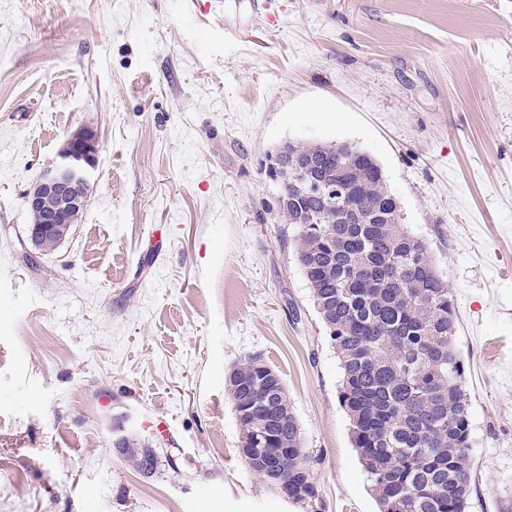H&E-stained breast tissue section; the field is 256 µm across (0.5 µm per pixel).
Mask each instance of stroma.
I'll use <instances>...</instances> for the list:
<instances>
[{
	"mask_svg": "<svg viewBox=\"0 0 512 512\" xmlns=\"http://www.w3.org/2000/svg\"><path fill=\"white\" fill-rule=\"evenodd\" d=\"M269 2L0 0V512H304L239 455L249 356L324 512H378L266 172L289 140L380 165L454 300L468 512L512 500V0ZM85 126L88 204L26 264L24 195ZM122 449H127V456L132 461L133 465L143 473H151L153 466L149 464V461L155 457L154 451L148 444L136 437H127L123 439L121 443ZM136 448H142L139 452ZM150 465V466H148Z\"/></svg>",
	"mask_w": 512,
	"mask_h": 512,
	"instance_id": "1",
	"label": "stroma"
}]
</instances>
